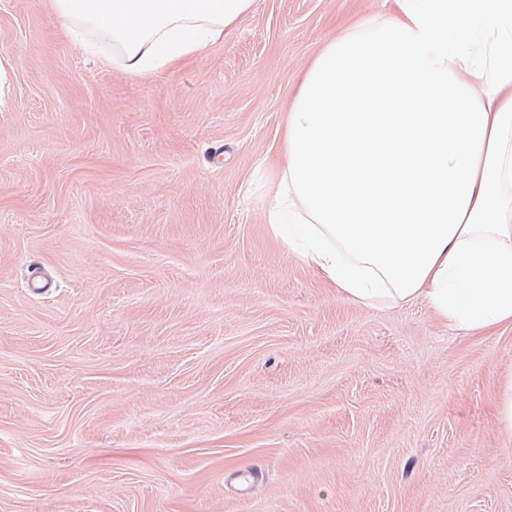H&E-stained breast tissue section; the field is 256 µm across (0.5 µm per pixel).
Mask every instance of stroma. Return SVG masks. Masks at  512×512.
<instances>
[{
	"instance_id": "35a3bbf8",
	"label": "stroma",
	"mask_w": 512,
	"mask_h": 512,
	"mask_svg": "<svg viewBox=\"0 0 512 512\" xmlns=\"http://www.w3.org/2000/svg\"><path fill=\"white\" fill-rule=\"evenodd\" d=\"M391 11L254 0L133 78L0 0V512H512V324L361 305L266 222L304 73ZM496 406L501 425L512 432V375L503 380Z\"/></svg>"
}]
</instances>
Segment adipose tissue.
Segmentation results:
<instances>
[{
  "instance_id": "1",
  "label": "adipose tissue",
  "mask_w": 512,
  "mask_h": 512,
  "mask_svg": "<svg viewBox=\"0 0 512 512\" xmlns=\"http://www.w3.org/2000/svg\"><path fill=\"white\" fill-rule=\"evenodd\" d=\"M142 77L200 53L253 0H51ZM328 42L268 185L273 235L365 305L427 301L467 332L512 323V0H396Z\"/></svg>"
}]
</instances>
